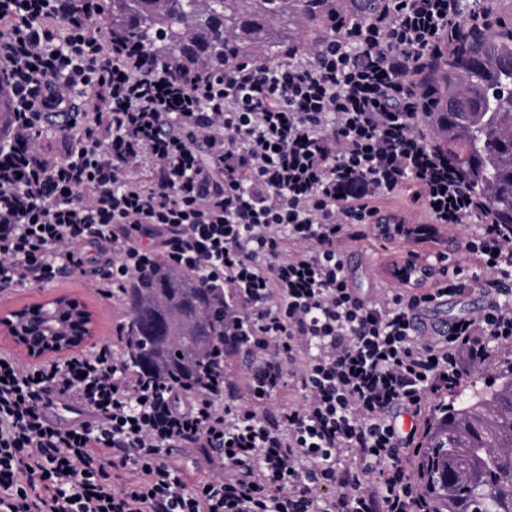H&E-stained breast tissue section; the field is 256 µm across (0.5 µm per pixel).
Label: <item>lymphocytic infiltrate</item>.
Returning a JSON list of instances; mask_svg holds the SVG:
<instances>
[{"label": "lymphocytic infiltrate", "mask_w": 512, "mask_h": 512, "mask_svg": "<svg viewBox=\"0 0 512 512\" xmlns=\"http://www.w3.org/2000/svg\"><path fill=\"white\" fill-rule=\"evenodd\" d=\"M318 0L312 43L282 57L153 64L103 27L101 0H0V288L84 271L109 299L158 265L224 294L251 389L299 402L269 426L195 391L146 382L113 344L39 364L0 354V512H432L404 453L446 412L465 365L512 349V226L424 123L435 74L464 50L462 0H380L367 17ZM413 186L430 223L474 225L460 265L423 262L429 288L361 298L344 248L378 200ZM481 289L485 305L427 331L430 302ZM80 407L50 422L46 401ZM412 419L409 431L400 414ZM196 448L187 485L162 459ZM163 459L184 469L188 485L210 475L209 464L195 448H177L170 454L163 453Z\"/></svg>", "instance_id": "obj_1"}]
</instances>
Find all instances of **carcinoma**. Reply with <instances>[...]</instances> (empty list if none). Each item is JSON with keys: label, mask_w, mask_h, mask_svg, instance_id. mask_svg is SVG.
<instances>
[{"label": "carcinoma", "mask_w": 512, "mask_h": 512, "mask_svg": "<svg viewBox=\"0 0 512 512\" xmlns=\"http://www.w3.org/2000/svg\"><path fill=\"white\" fill-rule=\"evenodd\" d=\"M112 29L157 61L224 66L239 32L304 13L305 0H111ZM430 126L500 224L512 225V30L471 42L440 68ZM131 365L174 388L223 368L224 294L198 277L154 268L124 289ZM418 475L435 512H512V368L432 422Z\"/></svg>", "instance_id": "1"}]
</instances>
